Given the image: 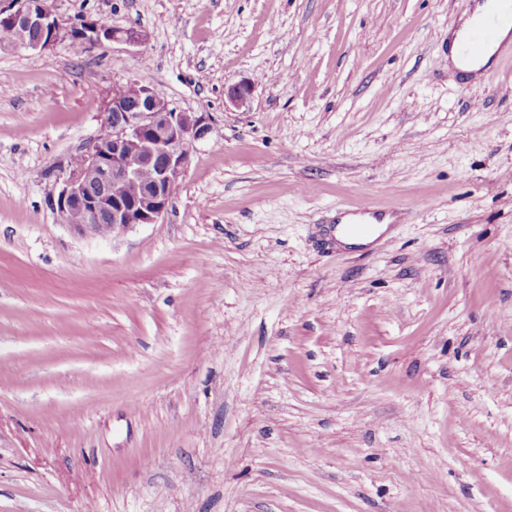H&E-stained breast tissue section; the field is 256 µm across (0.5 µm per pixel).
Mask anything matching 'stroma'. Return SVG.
I'll return each instance as SVG.
<instances>
[{
    "instance_id": "1",
    "label": "stroma",
    "mask_w": 512,
    "mask_h": 512,
    "mask_svg": "<svg viewBox=\"0 0 512 512\" xmlns=\"http://www.w3.org/2000/svg\"><path fill=\"white\" fill-rule=\"evenodd\" d=\"M48 4L146 42L0 49V512H512V57L448 68L476 0ZM131 83L212 131L158 223L78 236L56 179ZM355 207L396 217L360 250Z\"/></svg>"
}]
</instances>
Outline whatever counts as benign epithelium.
Listing matches in <instances>:
<instances>
[{
    "mask_svg": "<svg viewBox=\"0 0 512 512\" xmlns=\"http://www.w3.org/2000/svg\"><path fill=\"white\" fill-rule=\"evenodd\" d=\"M0 23L17 31V45L45 50L79 42L83 48L107 42L131 46L145 35L118 30L95 20L63 24L47 0H0ZM251 81L233 85L228 98L237 108L249 105ZM104 131L82 153V161L59 176L51 200L61 222L80 236L109 238L142 224H155L167 212L176 182L188 162L193 143L211 132L204 112H179L148 86H115L105 101ZM145 168L154 171L151 186L134 198L112 194L116 184L138 179Z\"/></svg>",
    "mask_w": 512,
    "mask_h": 512,
    "instance_id": "7a95c632",
    "label": "benign epithelium"
}]
</instances>
